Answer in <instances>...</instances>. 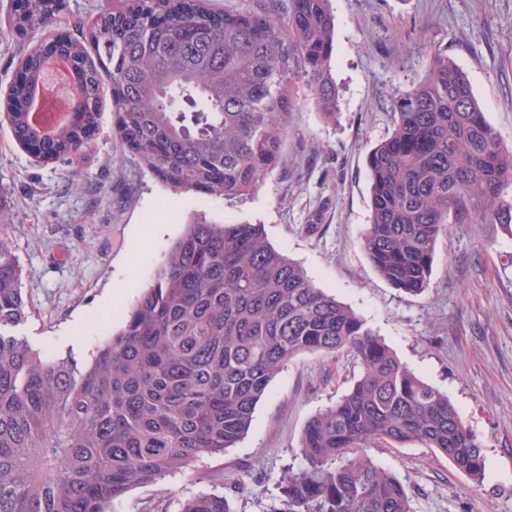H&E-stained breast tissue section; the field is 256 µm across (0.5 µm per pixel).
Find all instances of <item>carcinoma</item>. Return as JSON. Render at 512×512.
<instances>
[{"mask_svg":"<svg viewBox=\"0 0 512 512\" xmlns=\"http://www.w3.org/2000/svg\"><path fill=\"white\" fill-rule=\"evenodd\" d=\"M61 0H26L9 25L25 35ZM89 38L58 50L76 63L83 109L51 132L7 109L17 144L47 161L95 135L103 76L115 131L170 188L238 197L279 166L295 111L293 86L336 117L330 0H282L281 14L204 0H119ZM18 103L43 81V51L23 56ZM370 217L361 247L409 294L428 285L449 224H512V150L502 146L465 73L434 56L397 98L391 133L367 155ZM27 317L18 260L0 239V328ZM347 350L353 386L307 423L302 464L278 481V512H413L403 483L368 455L373 444H418L482 479L481 443L442 393L404 365L352 310L316 287L267 240L260 224H186L154 282L80 367L0 331V512H109L131 490L222 455L251 426L271 380L304 352ZM181 512H232L222 493Z\"/></svg>","mask_w":512,"mask_h":512,"instance_id":"cac0c4a2","label":"carcinoma"}]
</instances>
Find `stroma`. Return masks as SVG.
I'll return each instance as SVG.
<instances>
[{"label":"stroma","mask_w":512,"mask_h":512,"mask_svg":"<svg viewBox=\"0 0 512 512\" xmlns=\"http://www.w3.org/2000/svg\"><path fill=\"white\" fill-rule=\"evenodd\" d=\"M105 0H67L35 37L5 20L0 0V94L21 52L87 32ZM336 119L324 121L298 84L283 163L255 192L224 198L166 187L115 132L111 97L99 130L69 157L45 162L17 145L0 114V238L19 259L28 304L7 327L36 351L88 359L120 327L119 312L152 283L194 216L260 224L269 242L316 287L350 307L424 381L447 393L479 437L482 482L416 445L372 449L403 482L413 512H512V230L451 224L437 241L430 281L409 295L372 267L360 245L369 217L366 155L393 129L398 91L425 76L433 56L469 79L487 120L512 149V0H331ZM352 354H298L270 383L251 427L224 456L134 489L111 512H180L220 492L234 512H273L278 480L300 463L308 420L353 384Z\"/></svg>","instance_id":"stroma-1"}]
</instances>
